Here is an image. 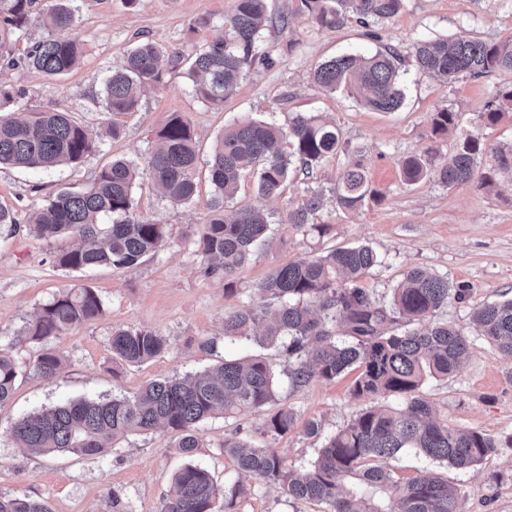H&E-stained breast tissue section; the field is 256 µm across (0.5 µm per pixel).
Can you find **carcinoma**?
Returning a JSON list of instances; mask_svg holds the SVG:
<instances>
[{"label":"carcinoma","mask_w":512,"mask_h":512,"mask_svg":"<svg viewBox=\"0 0 512 512\" xmlns=\"http://www.w3.org/2000/svg\"><path fill=\"white\" fill-rule=\"evenodd\" d=\"M300 10L321 28H336L354 15L368 27L396 15L403 0H298ZM34 0H0V60L14 67L34 68L48 77L74 69L82 56L76 18L70 0H51L43 21L46 33L16 59L13 46L33 21ZM266 19V0H236L234 12L224 20V31L191 55L163 53L151 41L135 44L123 64L104 86L112 136L121 131L120 118L139 110L143 89L162 82L168 68H184L198 78L196 94L222 110L238 88L246 65L265 63L259 33ZM418 69L451 83L464 74L473 77L496 72L512 73V39L481 41L465 35L427 39L414 46ZM321 86L342 89L378 112H395L404 102L399 56L392 51L354 52L320 64L313 74ZM15 93L0 87V166L49 170L83 162L97 149L87 130L64 112L11 108ZM512 112V83L500 87L479 115V125L497 124ZM457 113H433V132L456 126ZM342 145L336 126L320 116L303 112L288 116V123L244 118L224 129L209 162L208 176L215 188L210 216L197 229L198 248L207 274H224V291L234 292L233 275L249 264L254 247L268 241L271 224L257 211L240 208L227 213V203L248 170L256 174L257 191L264 197L280 193L297 168L310 171ZM486 152L480 134L461 136L450 161L441 162L440 150L400 162L403 180L416 184L433 180L450 187L498 186L512 193V145L497 148L493 164L484 168ZM197 151L188 119L172 112L158 131V146L146 166L160 193L187 203L196 193ZM136 164L116 160L102 168L94 181L79 191L63 190L28 218L30 232L51 240L69 234L75 246L59 253L58 267L81 271L89 267H136L163 249L166 225L135 213L133 185ZM336 204L353 211L379 193L370 188L359 162L346 167L334 191ZM321 195L313 193L288 212V223L307 227L312 237L330 231L314 223ZM112 216L103 238L99 218ZM380 264L367 245L338 248L308 255L272 270L257 287L260 302L247 304L224 316V337L280 346L292 360L291 378L297 385L312 378L331 381L353 369V398L370 400L389 394L405 401L402 410L370 408L345 428L327 438L309 466L291 469L277 452L230 437L224 455L238 475L230 487L216 483L204 468L190 462L175 474L162 512H239L238 498L247 481L279 486L289 498L314 501L326 512H464L448 482L436 475L406 480L395 478L378 461L414 448L426 460L465 469L479 465L497 448H511L512 436L497 439L473 430L448 426L436 417L423 392L430 377L459 372L470 342L461 327L436 319L448 297L461 300L467 288L448 278L414 267L384 304L361 285L363 276ZM98 294L74 287L43 305L27 334L43 341L92 322L102 314ZM340 325L343 336L332 331ZM474 325L501 354L512 358V298L487 304L474 312ZM112 354L130 363H142L168 347V341L146 327L112 330ZM62 357L41 353L32 366L45 379L53 378ZM18 377L15 359L0 352V404L13 395ZM280 401L271 360L247 357L226 360L212 371L195 376L153 381L130 397L112 400L80 398L41 409L13 423L11 436L37 454L54 452L96 457L117 439L159 426L179 433L177 448L192 457L199 446L198 425L209 418L226 419ZM295 414L286 404L268 420V429L287 432ZM0 512H50L42 498L0 496Z\"/></svg>","instance_id":"cac0c4a2"}]
</instances>
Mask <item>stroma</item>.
<instances>
[{"label":"stroma","mask_w":512,"mask_h":512,"mask_svg":"<svg viewBox=\"0 0 512 512\" xmlns=\"http://www.w3.org/2000/svg\"><path fill=\"white\" fill-rule=\"evenodd\" d=\"M236 0H73L76 34L84 46L79 65L50 78L39 71L0 64V86L18 94L17 107L68 113L95 136L98 148L82 163L52 170L0 168V205L18 222L0 227V351L19 366L12 398L0 404V495L46 499L51 512H113L120 496L132 512H161L174 472L183 464L174 432L159 428L116 441L97 458L69 453L38 456L19 447L10 435L18 418L72 399L130 396L147 383L193 375L225 360L246 356L269 358L276 366L278 393L296 415L294 426L275 434L267 428L265 407L236 418L201 422L194 464L211 472L218 484L232 485L237 474L222 445L238 436L260 448L274 449L287 466L302 468L315 460L327 437L347 426L365 402L354 399V372L324 381L293 385L286 355L252 342L224 336V315L256 302L257 285L275 267L300 257L357 244L370 245L380 258L362 282L373 296L390 301L394 288L413 267L447 277L468 289L463 300L449 299L440 319L470 333L461 370L429 380L424 391L449 425L493 437L512 436V359L473 330L472 314L484 304L512 296V199L473 187H448L434 181L403 182L399 162L438 142L450 158L463 134L481 131L487 149L512 143V115L491 128L479 129L483 112L497 89L512 82L510 74L464 75L447 83L418 70L413 48L418 41L461 33L485 40L512 38V0H403L392 18L366 26L348 18L336 29L315 26L298 9V0H268L269 23L260 47L271 61L245 67L235 94L223 109H213L195 92L184 69L168 70L162 84L149 89L139 112L125 116L119 136H106L103 96L109 71L122 65L125 52L142 40L164 52L191 54L206 46L224 27ZM197 17L206 28L189 32ZM394 49L400 52L403 107L376 112L343 91H331L313 79L315 68L351 52ZM447 108L459 115L455 129L433 139L432 112ZM183 113L190 121L198 151L199 179L191 202L175 203L154 187L144 164L155 134L166 117ZM294 112L325 116L341 133L343 149L324 159L312 175L289 177L279 195L258 194L255 175H245L229 209L249 207L267 215L272 240L234 276V293L224 278L205 275L196 237L197 225L210 214L214 187L208 178L213 147L225 126L245 117L286 124ZM115 159L140 165L133 186L137 212L165 224L167 246L132 269L98 267L81 272L58 268L54 255L71 247L64 236L45 241L30 232L29 214L57 191L86 187L97 171ZM361 162L381 202L341 210L332 193L341 172ZM323 205L315 215L330 225L328 235L314 238L289 224V209L311 192ZM74 286L92 288L104 313L43 342L26 340L22 331L43 305ZM148 327L169 340L152 359L128 364L112 354V330ZM59 353L64 364L54 379L34 376L30 367L44 350ZM317 435L305 430L308 421ZM383 465L400 479L430 472L442 474L464 501L465 512H512V447L499 448L469 469L428 462L408 448ZM241 512H324V505L288 498L282 489L256 483L240 498Z\"/></svg>","instance_id":"35a3bbf8"}]
</instances>
